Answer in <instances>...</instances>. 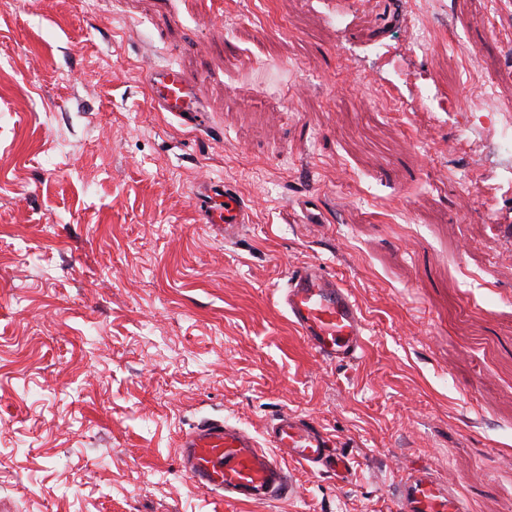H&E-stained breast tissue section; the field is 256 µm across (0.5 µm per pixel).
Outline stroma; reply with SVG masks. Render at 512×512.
Listing matches in <instances>:
<instances>
[{
	"instance_id": "1",
	"label": "stroma",
	"mask_w": 512,
	"mask_h": 512,
	"mask_svg": "<svg viewBox=\"0 0 512 512\" xmlns=\"http://www.w3.org/2000/svg\"><path fill=\"white\" fill-rule=\"evenodd\" d=\"M449 44L506 69L497 0H453ZM407 0H11L0 11V512H396L425 466L471 512H512V191L455 139L475 118L394 111ZM296 66L280 85L271 69ZM184 73L206 127L158 109ZM237 188L232 239L199 219ZM320 263L366 350L322 362L279 302ZM285 410L348 476L291 465L293 498L230 505L182 471L208 418L254 435ZM196 203L205 224H224L225 239L234 237L246 224V209L239 194L223 182L205 184Z\"/></svg>"
}]
</instances>
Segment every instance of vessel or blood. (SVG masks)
Listing matches in <instances>:
<instances>
[{
    "label": "vessel or blood",
    "mask_w": 512,
    "mask_h": 512,
    "mask_svg": "<svg viewBox=\"0 0 512 512\" xmlns=\"http://www.w3.org/2000/svg\"><path fill=\"white\" fill-rule=\"evenodd\" d=\"M149 84L158 107L201 123L192 86L170 67L155 68ZM205 223L220 224L234 237L246 222L239 194L220 182L204 185L196 198ZM282 303L290 323L309 349L338 365L365 351L366 322L351 291L310 263L289 274ZM183 471L199 487L229 502L269 505L294 496L295 483L284 461L344 476L349 463L330 437L313 422L283 412L269 421L263 439L221 419H207L186 433L179 445ZM398 512H470L466 501L447 490L423 467L410 469L400 487Z\"/></svg>",
    "instance_id": "1"
}]
</instances>
